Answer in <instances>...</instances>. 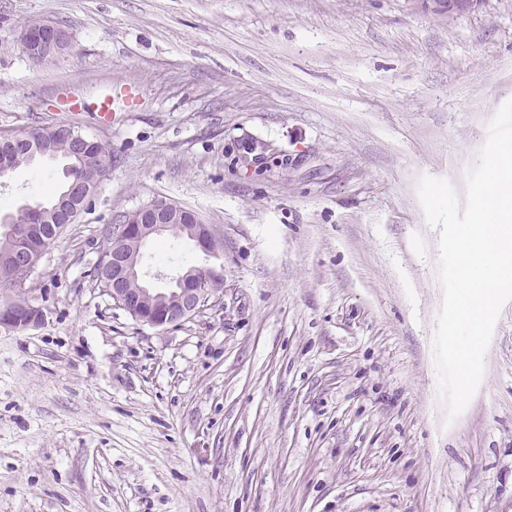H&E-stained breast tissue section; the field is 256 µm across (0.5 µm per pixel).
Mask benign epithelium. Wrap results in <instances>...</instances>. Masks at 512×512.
Segmentation results:
<instances>
[{
    "label": "benign epithelium",
    "instance_id": "benign-epithelium-1",
    "mask_svg": "<svg viewBox=\"0 0 512 512\" xmlns=\"http://www.w3.org/2000/svg\"><path fill=\"white\" fill-rule=\"evenodd\" d=\"M482 0H408V3L435 15L462 14L475 10ZM20 42L27 54L39 62L52 61L68 53L73 47L70 33L64 28L51 23L28 24L20 33ZM75 145V156L90 158L106 174L112 165L111 152L107 145L83 134L71 125L63 126ZM14 145H27L32 156L43 161H55L57 157L50 145L40 143L32 145L26 133H7L0 136ZM241 159L250 166L265 158L268 147L257 141H248L241 146ZM73 165H64L65 180L63 189L53 201L50 211L53 223L73 224L85 209L86 204L76 205L72 201ZM139 223L123 226L112 242V250L104 264L112 272V287L104 292L112 301L125 309L137 321L152 327L178 325L197 313L215 295L212 280L201 275L205 267H198L171 278L169 288H150L146 285L137 287L144 281L145 274L139 266V259L126 249L132 240L144 245L148 240L161 236L171 224H181L188 220L184 228L188 238L195 243L205 255L218 252V240L210 225L201 221L198 214L163 198H156L137 208ZM43 314H30L25 310L0 315V327L11 330H25L39 325Z\"/></svg>",
    "mask_w": 512,
    "mask_h": 512
}]
</instances>
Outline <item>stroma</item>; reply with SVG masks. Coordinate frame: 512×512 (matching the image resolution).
Here are the masks:
<instances>
[{
	"label": "stroma",
	"instance_id": "1",
	"mask_svg": "<svg viewBox=\"0 0 512 512\" xmlns=\"http://www.w3.org/2000/svg\"><path fill=\"white\" fill-rule=\"evenodd\" d=\"M74 47L37 62L29 21ZM131 88L110 118L72 96ZM512 99V0L439 16L406 0H0V132L61 124L112 167L45 251V317L0 328V512H512V302L448 420L433 336L439 231L417 187L457 194ZM265 143L245 167L241 143ZM57 162L0 179L45 199ZM164 197L213 225L164 235L152 287L221 265L176 326L140 323L92 272L104 231Z\"/></svg>",
	"mask_w": 512,
	"mask_h": 512
}]
</instances>
